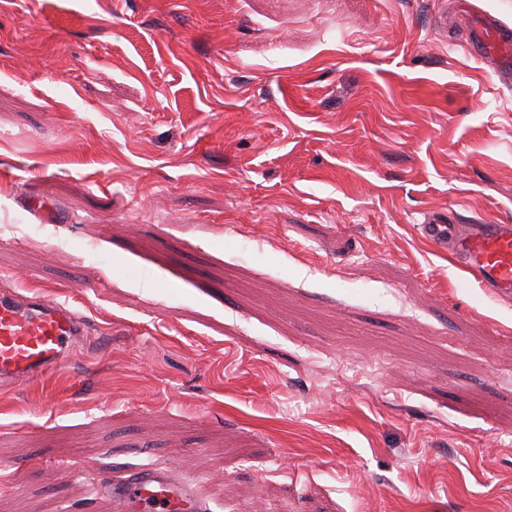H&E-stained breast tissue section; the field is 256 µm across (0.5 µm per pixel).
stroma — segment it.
<instances>
[{
  "label": "stroma",
  "instance_id": "stroma-1",
  "mask_svg": "<svg viewBox=\"0 0 512 512\" xmlns=\"http://www.w3.org/2000/svg\"><path fill=\"white\" fill-rule=\"evenodd\" d=\"M460 0H0V288L86 324L0 386V512H512V87ZM457 224L448 214L425 217L417 229L442 250H450L457 266L495 297L512 295V224ZM112 494L121 512H199L193 478L174 479L166 471L132 473Z\"/></svg>",
  "mask_w": 512,
  "mask_h": 512
}]
</instances>
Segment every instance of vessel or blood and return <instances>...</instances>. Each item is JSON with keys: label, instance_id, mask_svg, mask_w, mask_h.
<instances>
[{"label": "vessel or blood", "instance_id": "obj_1", "mask_svg": "<svg viewBox=\"0 0 512 512\" xmlns=\"http://www.w3.org/2000/svg\"><path fill=\"white\" fill-rule=\"evenodd\" d=\"M475 53L491 63L503 83L512 82V29L481 15L470 29ZM421 236L451 251L457 266L496 297L512 295V224H459L432 214L419 224ZM84 322L67 304L31 289L0 292V381H38L56 368ZM119 512H200L194 479L165 471L132 473L114 489Z\"/></svg>", "mask_w": 512, "mask_h": 512}]
</instances>
